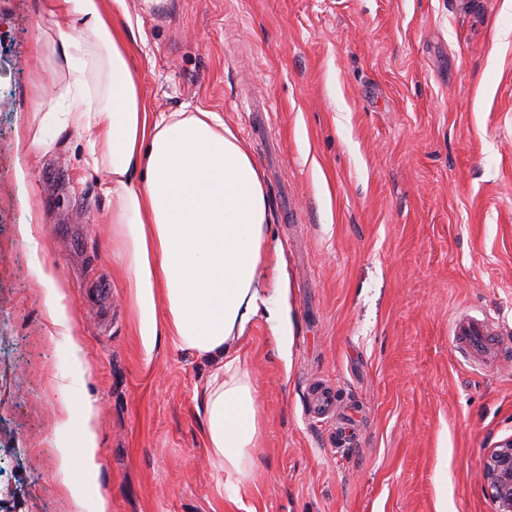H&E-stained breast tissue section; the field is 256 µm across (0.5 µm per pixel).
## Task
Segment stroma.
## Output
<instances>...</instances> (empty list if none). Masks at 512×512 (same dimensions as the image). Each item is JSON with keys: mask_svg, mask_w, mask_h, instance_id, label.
Returning <instances> with one entry per match:
<instances>
[{"mask_svg": "<svg viewBox=\"0 0 512 512\" xmlns=\"http://www.w3.org/2000/svg\"><path fill=\"white\" fill-rule=\"evenodd\" d=\"M104 4L152 111L221 113L253 155L272 214L260 288L276 303L286 275L288 320L240 343L261 435L237 504L203 443L209 361L139 351L93 131L23 142L61 90L37 37L72 22L0 0V512H80L56 446L87 401L86 492L112 512H493L477 472L512 436V0ZM40 263L74 312L82 376ZM459 313L493 319L497 363L454 349ZM321 387L336 412L316 419Z\"/></svg>", "mask_w": 512, "mask_h": 512, "instance_id": "stroma-1", "label": "stroma"}]
</instances>
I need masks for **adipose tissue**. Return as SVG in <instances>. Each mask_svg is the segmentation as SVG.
I'll use <instances>...</instances> for the list:
<instances>
[{"mask_svg":"<svg viewBox=\"0 0 512 512\" xmlns=\"http://www.w3.org/2000/svg\"><path fill=\"white\" fill-rule=\"evenodd\" d=\"M80 29L70 37L43 33L37 47L51 57L74 107L51 113L57 129H95L106 152L90 149L88 166L109 175L107 192L118 255L131 282L138 346L152 359L160 339L212 361L201 392L204 445L224 476V494L241 501L261 433L259 403L239 343L259 317L281 321L258 287L271 222L262 176L244 142L216 112H153L131 66L130 42L108 24L103 0H46ZM52 324L71 328L67 296L51 269L37 266ZM73 355L82 352L70 335ZM97 409L86 404L75 425L79 447H60L61 466L80 460L97 469Z\"/></svg>","mask_w":512,"mask_h":512,"instance_id":"obj_1","label":"adipose tissue"}]
</instances>
